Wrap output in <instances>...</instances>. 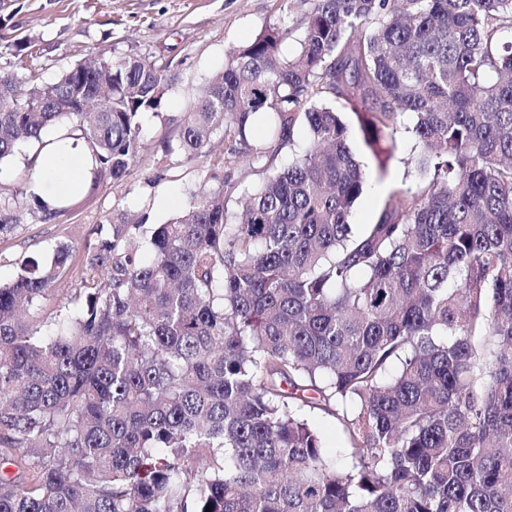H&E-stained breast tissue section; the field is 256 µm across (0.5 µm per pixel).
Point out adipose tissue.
Masks as SVG:
<instances>
[{
    "mask_svg": "<svg viewBox=\"0 0 512 512\" xmlns=\"http://www.w3.org/2000/svg\"><path fill=\"white\" fill-rule=\"evenodd\" d=\"M91 163L92 151L83 141L70 138L49 145L38 154L32 190L49 202L62 195L77 196L88 179Z\"/></svg>",
    "mask_w": 512,
    "mask_h": 512,
    "instance_id": "adipose-tissue-1",
    "label": "adipose tissue"
}]
</instances>
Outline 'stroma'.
<instances>
[{"mask_svg":"<svg viewBox=\"0 0 512 512\" xmlns=\"http://www.w3.org/2000/svg\"><path fill=\"white\" fill-rule=\"evenodd\" d=\"M306 10L304 0H0V70H14L12 44L18 38L31 42L38 76L45 83L55 81L95 47L163 62L168 80L160 111L141 118L145 138L158 141L176 134L182 112L223 66L229 51L273 27L283 36V52L295 53ZM415 148L412 136L402 135L381 179L375 175V157L363 155L371 176L354 206L353 224L374 223L389 191L416 184L414 169L405 163ZM33 153V148H25L0 165V184L14 190V209L19 213L25 210L35 175ZM288 162V154L281 152L250 165L229 164L225 173L240 187L229 197V210H238L241 190L259 184ZM207 164L204 157L187 162L146 153L125 178L82 194L67 212L14 225L0 233V282L12 281L23 261L51 259L57 245H67L70 256L43 305L44 313L56 312L89 276L90 261L108 233V217L127 212L147 215L152 225L166 222L187 205L191 192L203 189Z\"/></svg>","mask_w":512,"mask_h":512,"instance_id":"35a3bbf8","label":"stroma"}]
</instances>
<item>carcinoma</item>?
Here are the masks:
<instances>
[{"label":"carcinoma","mask_w":512,"mask_h":512,"mask_svg":"<svg viewBox=\"0 0 512 512\" xmlns=\"http://www.w3.org/2000/svg\"><path fill=\"white\" fill-rule=\"evenodd\" d=\"M303 2L294 55L274 27L231 51L155 145L154 61L96 51L48 85L0 72V163L77 132L89 192L148 150L224 143L216 187L146 246L148 216L112 215L107 282L63 321L23 314L68 247L0 284V463L22 471L0 475V512H512V0ZM299 126L303 150L229 212L228 164L295 150ZM403 131L420 180L357 230L352 141L391 155ZM13 200L0 185V231ZM70 206L32 193L27 216ZM310 424L320 433L323 442L333 454H335L338 465L345 463L342 448L345 447V436L342 426L334 415L321 410L306 416Z\"/></svg>","instance_id":"cac0c4a2"}]
</instances>
